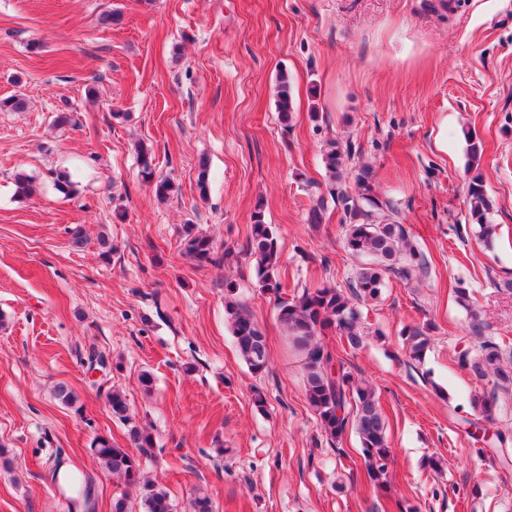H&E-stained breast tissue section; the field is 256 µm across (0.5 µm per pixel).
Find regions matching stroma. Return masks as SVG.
Instances as JSON below:
<instances>
[{"instance_id":"1","label":"stroma","mask_w":512,"mask_h":512,"mask_svg":"<svg viewBox=\"0 0 512 512\" xmlns=\"http://www.w3.org/2000/svg\"><path fill=\"white\" fill-rule=\"evenodd\" d=\"M106 11L118 22L101 24ZM13 95L26 106L0 110V512H69L51 479L57 459L90 476L97 512H111L125 486L89 448L99 435L130 445L106 404L112 390L153 435L142 467L180 508L203 491L216 512H512V468L468 427L483 420L473 396L496 394L484 426L512 451V391L456 363L482 341L512 356V0H0V100ZM62 112L79 125L57 126ZM333 139L347 185L368 169L427 260L413 280L386 274L379 299L359 303V348L328 337L380 397L382 488L355 433L334 443L323 432L275 308L306 288L346 289L360 263L344 246L343 207L327 197L322 150ZM141 142L175 186L166 200L139 175ZM60 168L85 192L58 193ZM20 170L35 179L26 198ZM476 174L493 203L489 247L468 216ZM320 200L325 220L310 224ZM258 209L279 243L276 294L246 251ZM77 224L81 247L68 233ZM188 224L223 264L183 254ZM229 296L266 336L263 372L237 349ZM427 323L426 353L410 360L404 331ZM93 350L107 361L95 371ZM60 383L78 407L55 398ZM277 105L278 112L282 122L288 123L291 120L293 107V98L291 94V85L288 74L281 72L277 85Z\"/></svg>"}]
</instances>
